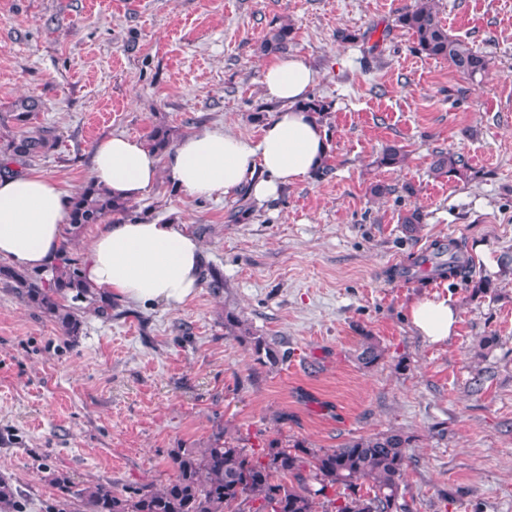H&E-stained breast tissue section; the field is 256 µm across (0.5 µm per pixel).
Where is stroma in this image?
Here are the masks:
<instances>
[{"mask_svg": "<svg viewBox=\"0 0 512 512\" xmlns=\"http://www.w3.org/2000/svg\"><path fill=\"white\" fill-rule=\"evenodd\" d=\"M414 0H0V137L13 103L37 99L58 146L32 172L76 192L94 145L224 129L258 141L281 108L261 84L277 61L261 42L293 28L288 52L329 103L322 177L253 199L193 198L159 172L130 218L187 225L224 279L187 302L146 308L113 299L84 315L77 340L0 283V476L20 512H77L53 478L161 486L169 453L216 432L245 448H335L397 430L414 438L404 476L409 512H512V0H435L450 35L489 60L474 79L418 52L397 24ZM403 164L381 167L389 145ZM469 162L468 179L434 171L437 151ZM383 183L392 191L372 198ZM419 210L421 224L401 214ZM464 242L494 290L411 262L441 240ZM432 293L457 308L452 336L431 344L407 309ZM234 311L276 338L275 368L224 333ZM384 351L357 356L365 337ZM496 337L489 349L481 337Z\"/></svg>", "mask_w": 512, "mask_h": 512, "instance_id": "obj_1", "label": "stroma"}]
</instances>
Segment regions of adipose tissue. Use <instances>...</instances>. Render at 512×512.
<instances>
[{"label":"adipose tissue","instance_id":"ef3b65f1","mask_svg":"<svg viewBox=\"0 0 512 512\" xmlns=\"http://www.w3.org/2000/svg\"><path fill=\"white\" fill-rule=\"evenodd\" d=\"M313 82V72L297 56L264 68L266 96L286 107L266 123L258 142L202 129L161 159L142 141L114 135L95 145L90 175L129 200L146 195L162 167L177 189L194 198L230 197L244 190L258 198L275 196L281 186L306 180L327 157L324 128L302 107ZM70 200L57 181L41 174L0 178V259L20 270L46 267L63 245ZM203 260L202 246L186 225L132 219L101 226L83 277L109 296L147 308L169 306L195 295ZM408 317L418 336L437 344L453 333L457 310L434 294L415 300Z\"/></svg>","mask_w":512,"mask_h":512}]
</instances>
